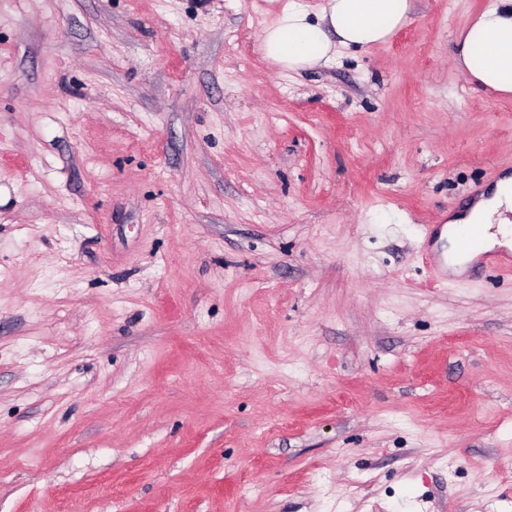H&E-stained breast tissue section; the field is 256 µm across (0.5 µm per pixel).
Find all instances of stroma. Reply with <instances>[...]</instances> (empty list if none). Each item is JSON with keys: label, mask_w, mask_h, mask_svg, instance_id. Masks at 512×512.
<instances>
[{"label": "stroma", "mask_w": 512, "mask_h": 512, "mask_svg": "<svg viewBox=\"0 0 512 512\" xmlns=\"http://www.w3.org/2000/svg\"><path fill=\"white\" fill-rule=\"evenodd\" d=\"M292 1L0 0V512H512V278L421 259L490 0L299 71Z\"/></svg>", "instance_id": "stroma-1"}]
</instances>
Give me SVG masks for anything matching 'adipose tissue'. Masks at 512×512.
I'll list each match as a JSON object with an SVG mask.
<instances>
[{"mask_svg": "<svg viewBox=\"0 0 512 512\" xmlns=\"http://www.w3.org/2000/svg\"><path fill=\"white\" fill-rule=\"evenodd\" d=\"M409 0H323L316 13L288 8L263 35V50L288 70L329 64L337 46L368 47L389 40L407 21ZM455 65L469 80L512 97V0H491L466 28ZM512 179L481 197L458 221L481 223L489 247L512 245Z\"/></svg>", "mask_w": 512, "mask_h": 512, "instance_id": "ef3b65f1", "label": "adipose tissue"}]
</instances>
